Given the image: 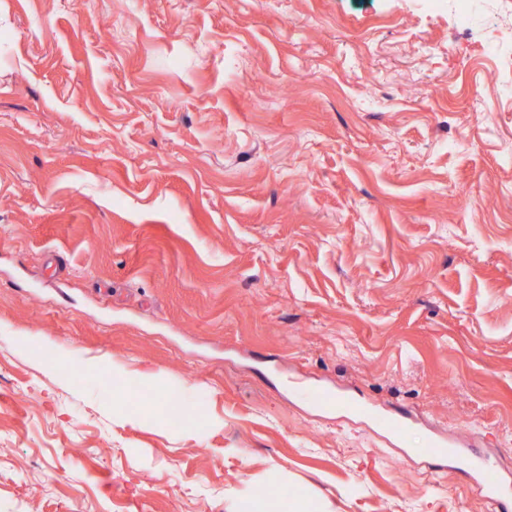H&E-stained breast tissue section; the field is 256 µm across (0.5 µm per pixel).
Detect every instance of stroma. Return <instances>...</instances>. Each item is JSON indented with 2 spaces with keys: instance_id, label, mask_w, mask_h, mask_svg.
I'll use <instances>...</instances> for the list:
<instances>
[{
  "instance_id": "stroma-1",
  "label": "stroma",
  "mask_w": 512,
  "mask_h": 512,
  "mask_svg": "<svg viewBox=\"0 0 512 512\" xmlns=\"http://www.w3.org/2000/svg\"><path fill=\"white\" fill-rule=\"evenodd\" d=\"M504 23L0 0V512H486L423 449L512 468ZM510 40H512V28L510 25L486 28L484 31V41L490 47L495 49V54L493 57H496L497 65L507 81L512 79V57L504 55L500 52L496 53V48H501Z\"/></svg>"
}]
</instances>
